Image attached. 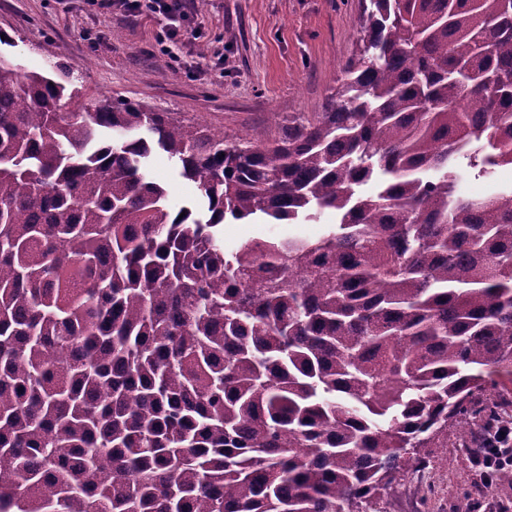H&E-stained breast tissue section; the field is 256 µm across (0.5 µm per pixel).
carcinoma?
<instances>
[{
	"label": "carcinoma",
	"instance_id": "obj_1",
	"mask_svg": "<svg viewBox=\"0 0 512 512\" xmlns=\"http://www.w3.org/2000/svg\"><path fill=\"white\" fill-rule=\"evenodd\" d=\"M271 139L0 57V512H362L512 382V0H368ZM160 150L207 220L143 172ZM377 190L359 188L377 176ZM333 210L227 250L225 221ZM185 216H180V213Z\"/></svg>",
	"mask_w": 512,
	"mask_h": 512
}]
</instances>
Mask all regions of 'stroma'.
<instances>
[{
    "instance_id": "35a3bbf8",
    "label": "stroma",
    "mask_w": 512,
    "mask_h": 512,
    "mask_svg": "<svg viewBox=\"0 0 512 512\" xmlns=\"http://www.w3.org/2000/svg\"><path fill=\"white\" fill-rule=\"evenodd\" d=\"M363 0H190L199 40L179 47L171 61L159 44L162 16L89 8L84 0H0V47L27 71L71 67L80 102H140L157 112L195 119L240 136L268 124L324 111L345 76L363 36ZM224 53L216 70L211 55ZM146 174L164 184L173 208L195 203V184L183 179L166 154L155 152ZM334 212L298 224L254 219L224 227V244L250 239L317 237L335 223ZM423 465L394 482L384 512H469L507 504L512 486L481 489L472 453L455 446L430 448Z\"/></svg>"
}]
</instances>
